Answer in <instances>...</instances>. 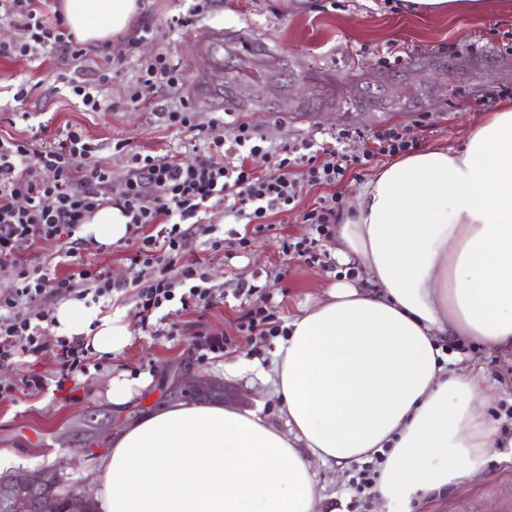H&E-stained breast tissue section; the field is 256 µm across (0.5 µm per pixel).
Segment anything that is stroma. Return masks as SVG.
Here are the masks:
<instances>
[{
	"mask_svg": "<svg viewBox=\"0 0 512 512\" xmlns=\"http://www.w3.org/2000/svg\"><path fill=\"white\" fill-rule=\"evenodd\" d=\"M138 24L157 30L155 39L129 48L128 37L112 41L110 50L123 56L124 65L103 95L111 110L83 111L65 87L63 75L79 74L94 81L92 62L75 64L53 53L37 61L0 58V136L30 140L52 139L58 130H81L96 147L95 158L121 179L130 153L169 152L177 161L192 164L201 152L194 149L195 133L167 128L157 106L132 104L127 87L139 60L169 50L184 81L192 83V62L183 57L177 41L166 37L171 18L186 16L192 0H140ZM401 0H215L213 10L188 26L203 39L209 28L259 42L266 54L226 52L224 88L235 99L227 105L232 118L258 127L276 145L301 138L329 142L336 131H352L342 150L359 155L368 148L369 135L379 129H406L417 147L460 145L471 127L494 106L490 93L506 91L512 98V0H486L478 15H423L400 8ZM34 85L32 95L14 99L21 83ZM263 101L264 111L251 104ZM126 151H117V144ZM387 157L352 167L335 187L304 189L295 210L270 215L271 232L255 234L248 248L227 255L211 249L203 228L213 225L220 234L234 223L223 202H212L200 222L190 225L196 258L204 263L214 288L259 279L270 297L276 318L289 322L339 281L337 269L306 264L284 256L283 239L298 240L310 233L300 212L310 210L319 197L340 194L353 206L358 192L383 166ZM132 297L103 305L99 315L121 312L129 333L125 345L103 356L99 368L76 375L68 387L57 388V360L52 352L27 358L24 364L0 370V379H12L14 392L0 395V455L12 469L35 471L58 465L68 485L83 490L85 473L110 447L121 426L173 401L174 372L190 367L224 379L240 397L234 407L249 409L262 403L265 415L284 426L279 404L266 376L278 339L239 335V307L231 298L215 299L198 311L174 315L175 336H147L130 314ZM225 341V348L200 354L197 343ZM450 351L480 367L481 375L497 383L501 396L488 413L495 427L492 460L471 486L435 494L421 512H503L512 496V361L473 342L453 341ZM247 357L251 370L233 377L223 365ZM150 377L146 388L135 389L123 405L110 403L105 391L111 378ZM325 497V512H352L358 495L351 486L353 467L316 466Z\"/></svg>",
	"mask_w": 512,
	"mask_h": 512,
	"instance_id": "obj_1",
	"label": "stroma"
}]
</instances>
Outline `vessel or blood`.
Here are the masks:
<instances>
[{"mask_svg": "<svg viewBox=\"0 0 512 512\" xmlns=\"http://www.w3.org/2000/svg\"><path fill=\"white\" fill-rule=\"evenodd\" d=\"M184 56L196 63V76L189 88L192 96L207 105L220 108L224 105V84L219 76L224 72V32L210 29L206 40L186 36L183 42Z\"/></svg>", "mask_w": 512, "mask_h": 512, "instance_id": "1", "label": "vessel or blood"}]
</instances>
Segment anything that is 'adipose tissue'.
<instances>
[{
    "mask_svg": "<svg viewBox=\"0 0 512 512\" xmlns=\"http://www.w3.org/2000/svg\"><path fill=\"white\" fill-rule=\"evenodd\" d=\"M138 0H61L69 29L100 44L125 32ZM340 281L288 324L270 380L285 428L262 410L171 403L117 431L89 473L98 512H322L314 463L382 454L380 512L483 474L500 391L450 338L512 353V101L458 149L427 148L388 165L337 224ZM58 330L94 351L121 348L120 315L64 304Z\"/></svg>",
    "mask_w": 512,
    "mask_h": 512,
    "instance_id": "adipose-tissue-1",
    "label": "adipose tissue"
}]
</instances>
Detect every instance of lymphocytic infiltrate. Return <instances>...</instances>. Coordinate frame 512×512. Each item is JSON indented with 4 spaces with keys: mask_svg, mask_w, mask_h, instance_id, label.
Listing matches in <instances>:
<instances>
[{
    "mask_svg": "<svg viewBox=\"0 0 512 512\" xmlns=\"http://www.w3.org/2000/svg\"><path fill=\"white\" fill-rule=\"evenodd\" d=\"M0 23L21 27L28 35L20 44L1 42L0 57L36 60L55 50L81 62L89 54L60 13L50 12L48 0H0ZM122 64V57L103 49L95 61V83L70 78L68 87L85 111L106 109L102 88L111 84ZM182 83L177 65L168 53L160 52L141 62L127 96L138 103ZM163 120L179 131L205 133L204 156L183 164L168 155L131 153L122 188L115 194L110 191L111 171L94 161V149L79 130L66 129L38 145L0 139V271L13 281L10 289L0 293V368L49 350L58 361L57 382L62 385L93 366L94 353L83 339L51 336L57 302L132 294L133 317L145 332L172 303H179L184 311L209 307L215 290L202 263L191 256L186 221L197 218L216 198L235 218L250 223L253 233L270 231L269 216L295 209L303 187H332L362 159L340 150V142L350 136L345 129L337 132L332 147L301 139L274 150L266 147L265 136L249 123L217 116L197 122L185 101L168 108ZM257 155L271 160L269 172L259 175L249 166V158ZM47 171L52 174L48 180L43 177ZM108 204L123 211L127 239L137 246L130 258L133 275L123 281L97 269L79 251L84 240L78 237V229ZM343 208L338 194L320 197L302 216L303 223L312 227L311 236L283 241V254L310 265H331L326 244L334 236ZM63 236L75 241L61 257L72 268L67 276H58L51 264L27 267L16 255L20 241ZM232 296L240 306L242 335H284V328L268 311V297L258 282H237Z\"/></svg>",
    "mask_w": 512,
    "mask_h": 512,
    "instance_id": "lymphocytic-infiltrate-1",
    "label": "lymphocytic infiltrate"
}]
</instances>
